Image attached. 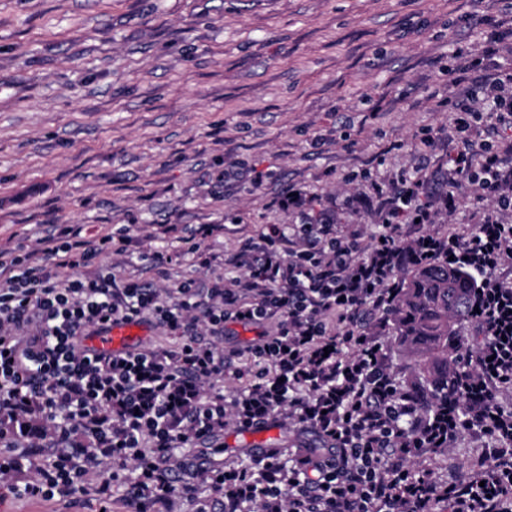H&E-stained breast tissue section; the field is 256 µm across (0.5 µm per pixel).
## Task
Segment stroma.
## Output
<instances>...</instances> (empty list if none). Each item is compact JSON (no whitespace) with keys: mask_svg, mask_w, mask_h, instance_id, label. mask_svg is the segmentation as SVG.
I'll return each mask as SVG.
<instances>
[{"mask_svg":"<svg viewBox=\"0 0 512 512\" xmlns=\"http://www.w3.org/2000/svg\"><path fill=\"white\" fill-rule=\"evenodd\" d=\"M500 0H0V245L46 224L113 231L220 224L225 250L287 214L289 183L345 195L346 173L415 162L446 126V82L466 15ZM370 97L374 116L337 128ZM237 165L261 188L206 173Z\"/></svg>","mask_w":512,"mask_h":512,"instance_id":"1","label":"stroma"}]
</instances>
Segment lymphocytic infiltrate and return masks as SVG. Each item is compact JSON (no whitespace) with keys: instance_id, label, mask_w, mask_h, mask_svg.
Returning <instances> with one entry per match:
<instances>
[{"instance_id":"f902f5d3","label":"lymphocytic infiltrate","mask_w":512,"mask_h":512,"mask_svg":"<svg viewBox=\"0 0 512 512\" xmlns=\"http://www.w3.org/2000/svg\"><path fill=\"white\" fill-rule=\"evenodd\" d=\"M484 26L480 51L455 47L444 131H424L417 162L388 179L360 173L357 194L320 197L292 184L271 205L286 224L212 251L221 224H156L161 249L145 259L158 276L192 261L231 266V280L188 279L162 290L95 267L140 240L89 236L55 224L33 246L0 247V482L18 499L109 512L115 486L130 512H162L181 498L192 512H512V8ZM477 195L463 224L462 183ZM373 234H366L362 218ZM444 263L470 276L473 342L460 346L455 394L430 407L391 369L382 334L404 277ZM82 276L60 279L63 268ZM138 322L177 339L94 354L93 329ZM260 331L246 347L224 343L226 323ZM238 381L224 392L225 375ZM41 427L17 446L29 418ZM269 421L315 435L264 457L213 464L206 449L224 430ZM482 453L452 478L433 458L463 436Z\"/></svg>"}]
</instances>
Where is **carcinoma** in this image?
Masks as SVG:
<instances>
[{
	"label": "carcinoma",
	"mask_w": 512,
	"mask_h": 512,
	"mask_svg": "<svg viewBox=\"0 0 512 512\" xmlns=\"http://www.w3.org/2000/svg\"><path fill=\"white\" fill-rule=\"evenodd\" d=\"M464 277L444 265L420 268L408 277L390 319L399 342L416 357L423 371L419 387L431 405L448 392L455 378L454 362L448 359L454 326L468 316Z\"/></svg>",
	"instance_id": "carcinoma-1"
}]
</instances>
